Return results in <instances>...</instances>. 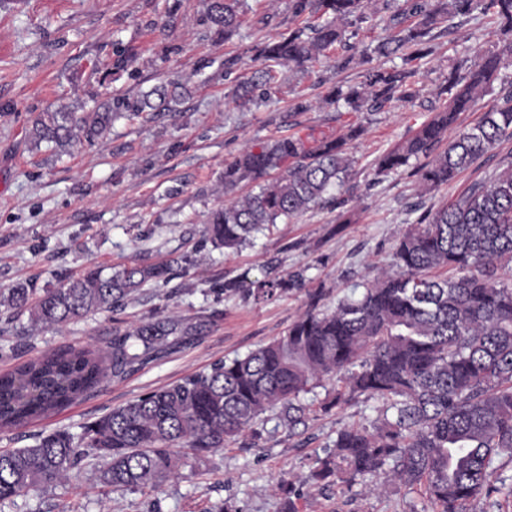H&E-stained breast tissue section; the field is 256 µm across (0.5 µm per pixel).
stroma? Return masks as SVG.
I'll return each mask as SVG.
<instances>
[{
  "mask_svg": "<svg viewBox=\"0 0 512 512\" xmlns=\"http://www.w3.org/2000/svg\"><path fill=\"white\" fill-rule=\"evenodd\" d=\"M207 0H0V289L23 283L60 287L86 268L111 272L131 263L167 262L171 279L147 286L117 312L99 311L62 328L7 322L0 307V373L43 352L67 347L106 349L112 329L151 315L219 318L206 336L124 379H107L62 412L19 430L0 431V450L33 444L54 430L82 426L135 397L206 370L217 359L243 355L283 335L305 309L307 291L333 307L360 294L367 279L390 269L398 239L418 210L461 197L500 159L512 141L481 158L450 184L426 189L411 169L385 176L374 161L426 121L442 102L438 88L449 64L499 50L496 18L478 13L451 31L435 29L433 51L422 61L414 103L351 112L329 104L339 83L362 79L361 68L324 60L303 73L277 67L264 96L232 100L239 77L258 67V51L288 27V0H246L243 23L223 40L201 19ZM168 81L187 92L171 110L114 122L92 146L56 152L31 145L26 130L38 113L69 104L91 109L106 95H134ZM304 101L310 108L295 111ZM360 125L348 144L355 199L346 212L318 206L278 224L238 252L215 249L203 236L209 212L226 200L224 165L245 149L288 135L342 134ZM285 278L303 273V289L268 301L224 294V281L241 276ZM375 401L356 400L294 427L268 413L254 426L253 447L228 445L207 459L178 449L177 478L158 493L161 512H212L228 502L239 512H279L276 483L295 487L297 512H430L418 492L393 485L368 492L359 478L317 490L309 480L332 451L338 431L373 427ZM135 490L112 491L95 480L94 464L68 483L0 503V512H144Z\"/></svg>",
  "mask_w": 512,
  "mask_h": 512,
  "instance_id": "obj_1",
  "label": "stroma"
}]
</instances>
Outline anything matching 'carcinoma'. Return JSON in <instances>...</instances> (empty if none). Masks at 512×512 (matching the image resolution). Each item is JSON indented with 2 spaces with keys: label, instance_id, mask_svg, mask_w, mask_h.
Instances as JSON below:
<instances>
[{
  "label": "carcinoma",
  "instance_id": "1",
  "mask_svg": "<svg viewBox=\"0 0 512 512\" xmlns=\"http://www.w3.org/2000/svg\"><path fill=\"white\" fill-rule=\"evenodd\" d=\"M379 1L389 12L386 35L360 50L350 42L349 29L367 22ZM244 2L208 0L203 24L231 37L241 26ZM391 2L289 0V19L308 16L318 22L266 43L259 51L261 67L233 94L250 102L265 94L273 66L308 72L341 50L340 66L363 67V81L336 85L331 102L361 112L392 100L411 101L416 97L411 78L431 52L432 32L476 11L490 12L508 36L505 51L449 65L443 107L375 162L376 174L385 175L423 158L414 173L427 188L437 189L512 140V81L500 84L497 106L481 121L457 126L459 114L500 80L503 56L512 57V0H406L396 10ZM381 57H398L401 65H372ZM183 95L182 84L168 82L110 97L85 112L61 106L39 113L28 137L36 147L47 143L60 151L76 142L92 145L115 120L168 110ZM363 132L351 126L311 146L284 136L225 164L224 192L242 184L253 190L210 212L206 240L235 252L255 234L315 206L345 207L352 190L345 145ZM511 263L512 160L503 159L460 199L422 212L396 244L394 270L369 280L360 297L325 309L322 294L309 291L306 309L283 336L151 390L87 423L77 436L56 430L25 448L0 452V502L57 486L94 457L107 460L96 475L100 484L114 491L155 492L178 475L174 449L187 447L205 459L230 443L256 438L255 421L276 409L288 426L303 423L309 407L301 396L334 377L338 384L321 411L362 397L382 404L383 419L372 432L339 431L335 451L311 475L316 485L325 489L369 476L419 490L432 512H462L464 502L482 494L509 498L512 488L495 485L493 476L503 459L512 462V283L504 282ZM168 276L164 263L111 273L89 268L59 288L19 284L0 293V307L26 310L34 324L62 328L90 313L119 308ZM303 281L301 273L232 279L224 281V293L264 301ZM215 322L214 314L150 316L129 329L112 328L108 365L96 350L60 349L0 374V429L61 411L109 376L123 379L194 345Z\"/></svg>",
  "mask_w": 512,
  "mask_h": 512
}]
</instances>
